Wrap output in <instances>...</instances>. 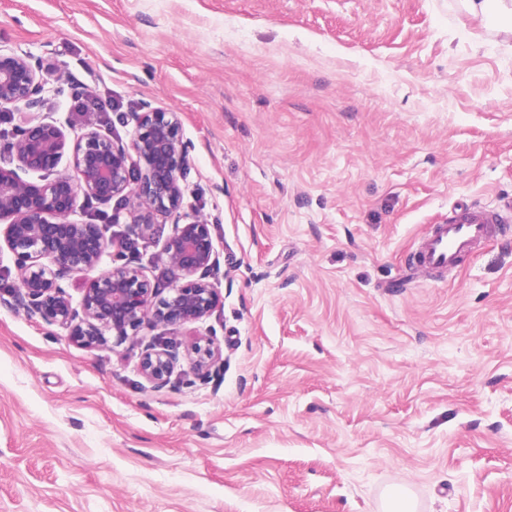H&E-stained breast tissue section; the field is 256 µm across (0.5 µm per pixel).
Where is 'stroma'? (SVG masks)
<instances>
[{
  "label": "stroma",
  "mask_w": 512,
  "mask_h": 512,
  "mask_svg": "<svg viewBox=\"0 0 512 512\" xmlns=\"http://www.w3.org/2000/svg\"><path fill=\"white\" fill-rule=\"evenodd\" d=\"M0 49L60 122L77 90L125 142L178 113L224 359L154 389L139 344L11 305L0 254V512H512V33L461 0H0ZM468 207L507 224L408 270ZM170 230L131 256L166 289Z\"/></svg>",
  "instance_id": "obj_1"
}]
</instances>
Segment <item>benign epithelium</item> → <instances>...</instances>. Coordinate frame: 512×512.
I'll use <instances>...</instances> for the list:
<instances>
[{"mask_svg":"<svg viewBox=\"0 0 512 512\" xmlns=\"http://www.w3.org/2000/svg\"><path fill=\"white\" fill-rule=\"evenodd\" d=\"M44 93L30 55L0 49V106L19 109L11 157L0 162V239L21 273L19 303L86 349L110 344L115 350L146 324L170 327L185 337L198 376L210 377L221 354L196 333L218 301L213 285L198 276L218 260L209 225L195 218L173 222L160 258L177 283L164 296L143 267L123 261L121 240L109 225L70 220L82 197L116 201L114 224L121 207L129 206L131 223L143 235L176 213L189 164L177 113L148 105L133 113L127 144L103 133L91 117L71 138L64 125L36 111ZM65 157L72 175L58 173ZM109 254L112 265L89 282L74 306L61 274L93 270ZM176 363L173 342L162 338L138 357L142 376L158 389L170 383Z\"/></svg>","mask_w":512,"mask_h":512,"instance_id":"1","label":"benign epithelium"}]
</instances>
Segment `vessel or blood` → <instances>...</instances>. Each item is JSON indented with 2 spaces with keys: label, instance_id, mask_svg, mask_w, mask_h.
<instances>
[{
  "label": "vessel or blood",
  "instance_id": "1",
  "mask_svg": "<svg viewBox=\"0 0 512 512\" xmlns=\"http://www.w3.org/2000/svg\"><path fill=\"white\" fill-rule=\"evenodd\" d=\"M493 222V217L485 212L466 209L451 221L432 225L414 253L415 268H457L464 255L489 237Z\"/></svg>",
  "mask_w": 512,
  "mask_h": 512
}]
</instances>
